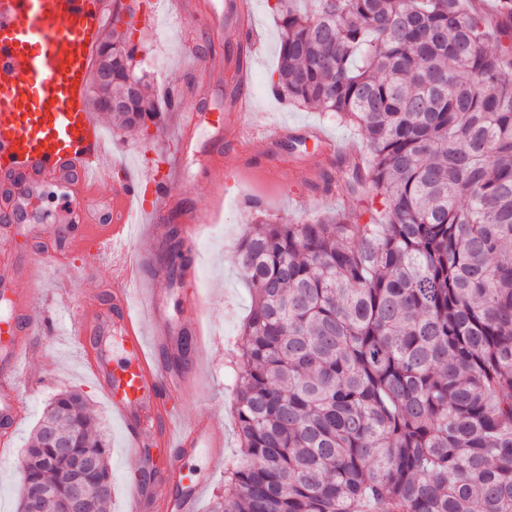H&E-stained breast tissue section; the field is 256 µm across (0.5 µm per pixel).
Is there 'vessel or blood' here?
<instances>
[{
    "label": "vessel or blood",
    "mask_w": 512,
    "mask_h": 512,
    "mask_svg": "<svg viewBox=\"0 0 512 512\" xmlns=\"http://www.w3.org/2000/svg\"><path fill=\"white\" fill-rule=\"evenodd\" d=\"M250 0H226L212 9L211 27L234 24L239 41L251 31L246 23ZM115 0H0V222H18L21 205L39 186L76 180L71 206L83 220L79 236L62 238L66 250L86 255L84 273H93L103 242L122 236L131 211L141 208V188L150 186L153 213L166 210L180 176L172 167L147 169L142 179L112 181V149L103 127L86 105L88 81L103 38L105 17L116 12ZM174 109L181 127V145L189 147L202 120L194 100L176 96ZM111 186L107 222L89 218L92 203L103 186ZM54 262L35 253L21 267L0 270V294L13 305V318L0 322V429H15L22 418L18 408L15 372L28 346L25 336L35 323L40 305L18 288L19 279L39 281ZM147 302L133 312L127 290L115 289L111 314L91 309L70 316V334L81 345L93 373L121 422L133 453L134 465L156 472L169 494L148 497L144 488H128L126 512H197L213 474L224 468V442L203 417L182 418L178 401L197 390L203 380V357L191 371L163 369L158 352L176 338L163 317L160 278L150 281ZM127 333L128 362L111 366L102 345L108 318ZM205 452V473L186 471L183 457Z\"/></svg>",
    "instance_id": "vessel-or-blood-1"
}]
</instances>
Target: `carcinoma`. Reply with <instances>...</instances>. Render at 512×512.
Returning <instances> with one entry per match:
<instances>
[{
  "mask_svg": "<svg viewBox=\"0 0 512 512\" xmlns=\"http://www.w3.org/2000/svg\"><path fill=\"white\" fill-rule=\"evenodd\" d=\"M297 2L270 5L271 91L355 124L363 154L348 208L238 245L239 447L210 512H512V0ZM136 52L112 30L89 99L145 129L161 112ZM77 456L107 512L105 435L68 391L25 448L43 512H62Z\"/></svg>",
  "mask_w": 512,
  "mask_h": 512,
  "instance_id": "cac0c4a2",
  "label": "carcinoma"
}]
</instances>
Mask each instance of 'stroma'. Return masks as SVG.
I'll return each mask as SVG.
<instances>
[{
	"label": "stroma",
	"mask_w": 512,
	"mask_h": 512,
	"mask_svg": "<svg viewBox=\"0 0 512 512\" xmlns=\"http://www.w3.org/2000/svg\"><path fill=\"white\" fill-rule=\"evenodd\" d=\"M185 17L175 19L167 10L158 13L157 25L138 36L136 59L147 73L153 92L167 99L171 90L192 94L203 114L192 139L193 152L182 158L179 150V118L165 113L162 122L148 131L115 127L109 114H100L105 131L112 134V158L138 172L148 162H185L187 180L175 191L172 204L179 211L214 209L190 255L194 275L169 284L166 313L185 332L199 331L206 355L205 381L200 392L180 403L187 416L204 414L224 440V456L236 451V428L232 414L234 379L224 358L250 306L236 263V250L243 232L262 220L296 224L329 210L343 209L346 200L331 178L340 162L359 138L354 127L338 123L334 116L277 99L270 90V76L277 66L279 28L267 0H254L251 23L256 37L246 53H239L231 29L208 25L210 0ZM212 55L211 66L195 65L184 53L187 42ZM246 68L252 92L251 110L257 120L279 126L283 138L265 147L258 139L237 135L240 125L232 105L237 89L236 72ZM42 215L17 227L13 248L26 256L39 248L35 233L55 216L61 201L54 188H47ZM150 217L141 214L135 233L124 245L102 258L96 275L86 279L73 276L74 266L83 261L81 252L70 253L65 264L49 267L35 289L45 298L37 317L27 362L17 373L18 399L23 419L10 433L9 451L0 455V512H18L22 467L27 441L40 421L47 404L67 390L81 392L96 415L106 425L108 453L112 468L110 512H122L126 480L137 478L129 470L124 431L112 415V405L95 379L84 369L83 356L69 334L67 318L57 319V311L73 312L87 302L111 309L113 288L121 281L126 263L144 252L166 259L170 240L165 227L150 228ZM68 281L69 299L56 293L59 281ZM202 288L207 307L196 315L185 312L183 298Z\"/></svg>",
	"instance_id": "obj_1"
}]
</instances>
